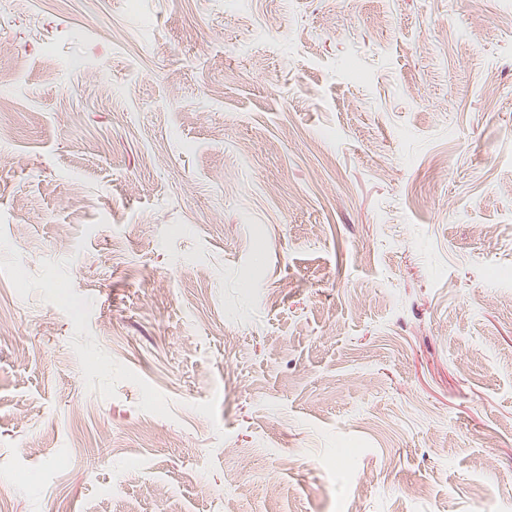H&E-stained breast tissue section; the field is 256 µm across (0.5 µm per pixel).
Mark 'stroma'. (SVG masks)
<instances>
[{
    "label": "stroma",
    "mask_w": 512,
    "mask_h": 512,
    "mask_svg": "<svg viewBox=\"0 0 512 512\" xmlns=\"http://www.w3.org/2000/svg\"><path fill=\"white\" fill-rule=\"evenodd\" d=\"M9 512H512V0H0Z\"/></svg>",
    "instance_id": "stroma-1"
}]
</instances>
